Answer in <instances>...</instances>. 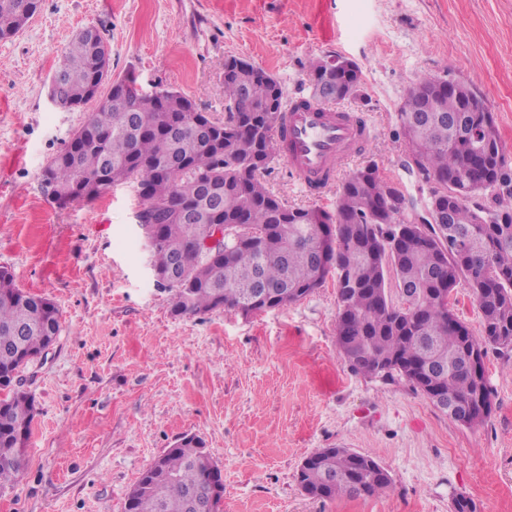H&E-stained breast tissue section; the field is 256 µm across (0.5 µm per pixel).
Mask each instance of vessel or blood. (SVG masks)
Masks as SVG:
<instances>
[{"instance_id":"obj_1","label":"vessel or blood","mask_w":512,"mask_h":512,"mask_svg":"<svg viewBox=\"0 0 512 512\" xmlns=\"http://www.w3.org/2000/svg\"><path fill=\"white\" fill-rule=\"evenodd\" d=\"M368 134L345 112H322L315 108L287 107L277 128L285 142L283 160L297 186L318 193L332 183L346 162L351 161Z\"/></svg>"}]
</instances>
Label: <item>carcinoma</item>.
<instances>
[{
  "mask_svg": "<svg viewBox=\"0 0 512 512\" xmlns=\"http://www.w3.org/2000/svg\"><path fill=\"white\" fill-rule=\"evenodd\" d=\"M28 0H0V39L22 28ZM92 53L80 37L59 62L58 107L88 102ZM311 80L343 79L329 62L310 65ZM437 91L438 78L417 79L397 112L404 147L433 184L430 196L448 208L447 224H408L400 237L404 195L370 160L341 184L331 210L288 205L263 174L281 153L274 132L285 109L283 90L266 71L244 63L224 76V121L178 91H139L105 98L43 169L47 198L91 202L130 183L142 207L141 236L154 239L157 285L171 293V312L191 317L213 309L249 315L296 303L336 278L339 354L355 373L402 377L430 395L471 404L467 423L492 412L487 378L466 369L469 355L512 352V194L488 184L507 163L494 113L465 83ZM481 196L483 201L475 198ZM188 214L192 222L183 224ZM224 225V247L203 246ZM177 265L176 278L163 277ZM274 294L253 296L256 280ZM412 292L394 301L389 280ZM465 282L477 303L481 337L450 305L451 285ZM60 313L46 297L20 289L0 268V490L27 465L26 443L36 408L21 373L60 332ZM301 490L316 499L370 497L391 486L373 457L350 448H321L304 458ZM224 484L203 441L185 435L159 455L128 493L125 512H192L191 496Z\"/></svg>",
  "mask_w": 512,
  "mask_h": 512,
  "instance_id": "cac0c4a2",
  "label": "carcinoma"
}]
</instances>
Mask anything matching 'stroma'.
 <instances>
[{
  "label": "stroma",
  "instance_id": "stroma-1",
  "mask_svg": "<svg viewBox=\"0 0 512 512\" xmlns=\"http://www.w3.org/2000/svg\"><path fill=\"white\" fill-rule=\"evenodd\" d=\"M88 26L110 48L112 78L178 90L218 120L226 58L263 68L289 99L310 95L312 60L355 61L360 95L335 105L371 131L353 165L375 161L417 201L430 187L403 167L396 115L418 75L468 83L512 160V0H41L0 39V267L55 303L61 332L25 372L37 415L0 512H124L141 474L186 434L222 472L224 512H453L460 495L476 512H512V352L489 350L492 413L461 425L405 380L346 367L334 278L284 308L176 317L150 269L133 185L62 210L43 195V168L98 106L48 99L63 50ZM264 180L296 207L336 198L303 193L280 159ZM322 373L333 390L319 389ZM336 446L378 460L390 490L302 493L304 458Z\"/></svg>",
  "mask_w": 512,
  "mask_h": 512
}]
</instances>
